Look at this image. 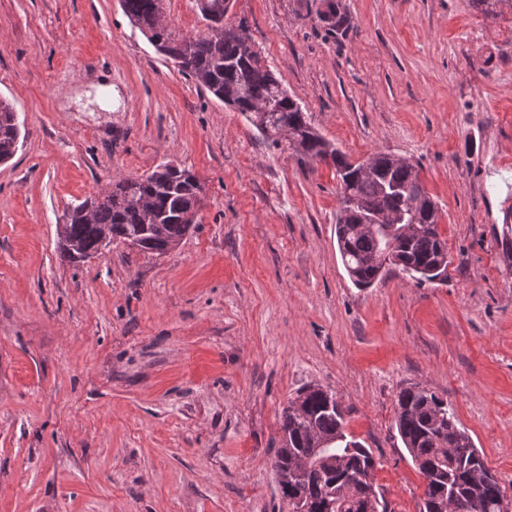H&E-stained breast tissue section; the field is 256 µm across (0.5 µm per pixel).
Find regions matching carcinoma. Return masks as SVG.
<instances>
[{
    "mask_svg": "<svg viewBox=\"0 0 512 512\" xmlns=\"http://www.w3.org/2000/svg\"><path fill=\"white\" fill-rule=\"evenodd\" d=\"M129 20L156 51L174 62L196 85L224 105L245 115L260 135L298 159L331 165L339 179V213L335 235L343 266L360 288L383 281L397 268L418 282L448 273V242L439 230L438 205L429 195L412 161L393 162L386 153L369 159L360 171L311 124L306 112L263 63L251 45L244 23L224 26L226 0H196L208 22L204 36L185 37L164 23V0H121ZM320 20L333 31L343 29L339 6L330 3ZM268 104L273 110L258 115ZM16 109L0 99V162L17 151L20 130ZM203 184L188 168L161 163L140 177L115 182L101 196L69 212L57 228L65 241L60 256L84 260L100 249L102 228L112 239L163 255L192 229ZM392 216L397 241L386 259L387 236L375 220ZM395 426L404 448L425 484L423 512H505V488L487 467L469 433L459 426L448 401L412 384L395 397ZM336 395L315 386L297 391L283 410L281 448L274 464L276 481L288 509L298 500L309 512H388L374 484L371 449L345 431Z\"/></svg>",
    "mask_w": 512,
    "mask_h": 512,
    "instance_id": "obj_1",
    "label": "carcinoma"
}]
</instances>
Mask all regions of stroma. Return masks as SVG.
I'll return each instance as SVG.
<instances>
[{
    "label": "stroma",
    "mask_w": 512,
    "mask_h": 512,
    "mask_svg": "<svg viewBox=\"0 0 512 512\" xmlns=\"http://www.w3.org/2000/svg\"><path fill=\"white\" fill-rule=\"evenodd\" d=\"M228 0L319 133L411 159L439 206L445 283L350 281L333 166L271 145L158 55L120 0H0V512H288L283 408L318 385L371 448L392 512L424 483L394 428L417 383L452 404L512 496V10L471 0ZM173 160L206 194L162 256L80 263L56 227ZM16 109L7 99H0V162L11 159L17 151L20 130Z\"/></svg>",
    "instance_id": "1"
}]
</instances>
